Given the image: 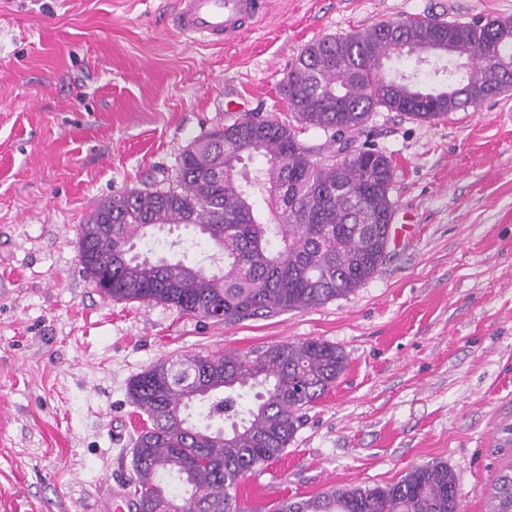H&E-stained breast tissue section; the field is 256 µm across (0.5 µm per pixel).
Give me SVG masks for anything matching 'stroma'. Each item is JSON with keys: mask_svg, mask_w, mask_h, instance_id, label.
Instances as JSON below:
<instances>
[{"mask_svg": "<svg viewBox=\"0 0 512 512\" xmlns=\"http://www.w3.org/2000/svg\"><path fill=\"white\" fill-rule=\"evenodd\" d=\"M173 0H0V512H100L128 494L147 416L128 384L159 359L320 339L348 366L238 512L385 485L441 461L461 512H490L512 468V89L427 123L376 112L392 160L376 275L323 306L215 325L100 295L77 228L100 203L171 179L181 152L237 121L227 100L290 114L301 50L408 17L512 20V0H274L238 40L167 24Z\"/></svg>", "mask_w": 512, "mask_h": 512, "instance_id": "1", "label": "stroma"}]
</instances>
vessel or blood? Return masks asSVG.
<instances>
[{
  "instance_id": "b4317fda",
  "label": "vessel or blood",
  "mask_w": 512,
  "mask_h": 512,
  "mask_svg": "<svg viewBox=\"0 0 512 512\" xmlns=\"http://www.w3.org/2000/svg\"><path fill=\"white\" fill-rule=\"evenodd\" d=\"M175 29L207 43L239 37L244 23H258L267 15L271 0H176Z\"/></svg>"
}]
</instances>
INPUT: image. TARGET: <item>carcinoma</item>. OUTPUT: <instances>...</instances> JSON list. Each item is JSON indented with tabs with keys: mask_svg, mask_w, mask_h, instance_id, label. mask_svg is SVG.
I'll return each instance as SVG.
<instances>
[{
	"mask_svg": "<svg viewBox=\"0 0 512 512\" xmlns=\"http://www.w3.org/2000/svg\"><path fill=\"white\" fill-rule=\"evenodd\" d=\"M432 56L453 60L444 85L418 77ZM392 59L408 61L410 72L385 76ZM511 87L507 20L410 18L316 40L297 57L283 96L298 125L327 136V158L274 113L215 128L180 154L172 184L114 195L90 213L78 229L79 263L94 283L110 280L105 298L226 325L345 297L373 278L390 243L392 161L357 144L373 114L431 122ZM254 157L259 167L242 166ZM101 224L112 236H97ZM171 224L193 227L219 263L206 269L136 252L137 241ZM346 366L341 349L316 339L149 365L128 387L150 422L133 448L135 512H236L230 490L282 455L303 411ZM251 392L255 403L242 406ZM193 407L205 425L191 420ZM171 483L188 488L183 502ZM492 499L491 512H512V468ZM280 512H460V493L448 465L433 462L392 484L330 489Z\"/></svg>",
	"mask_w": 512,
	"mask_h": 512,
	"instance_id": "obj_1",
	"label": "carcinoma"
}]
</instances>
